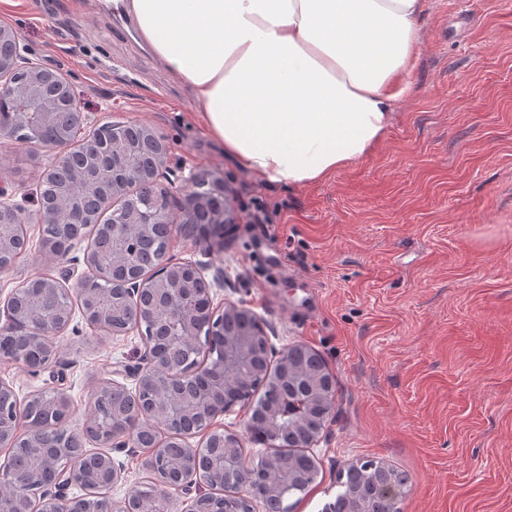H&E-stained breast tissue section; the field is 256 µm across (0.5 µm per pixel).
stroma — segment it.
I'll list each match as a JSON object with an SVG mask.
<instances>
[{
	"label": "stroma",
	"instance_id": "obj_1",
	"mask_svg": "<svg viewBox=\"0 0 512 512\" xmlns=\"http://www.w3.org/2000/svg\"><path fill=\"white\" fill-rule=\"evenodd\" d=\"M125 0H0L44 66L62 68L98 124L165 136L176 197L192 174L220 175L238 221L223 250L174 231L216 299L251 309L273 351L312 348L334 376V409L312 449L319 477L291 512H324L351 461L406 476L400 512H512V0H428L409 94L367 157L301 187L246 171L196 117L190 91L137 34ZM47 162L0 139V182L35 212ZM263 216L264 227L254 226ZM0 292L31 276L84 272V252L46 260L37 224ZM56 366L1 364L18 397L63 389L81 427L101 381L134 387L145 344L74 314Z\"/></svg>",
	"mask_w": 512,
	"mask_h": 512
}]
</instances>
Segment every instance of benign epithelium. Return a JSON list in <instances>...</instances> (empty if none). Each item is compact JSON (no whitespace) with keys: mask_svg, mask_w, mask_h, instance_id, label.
Returning a JSON list of instances; mask_svg holds the SVG:
<instances>
[{"mask_svg":"<svg viewBox=\"0 0 512 512\" xmlns=\"http://www.w3.org/2000/svg\"><path fill=\"white\" fill-rule=\"evenodd\" d=\"M29 49L20 43L19 35L10 26L0 25V95L13 101V108L0 113V130L17 131L26 121L28 102L40 105L41 124H54L59 112L76 114L77 125H91V120L78 106L76 92L69 79L59 69L44 67L29 58ZM138 128L147 136L153 150L152 180L165 168L169 146L167 140L152 127ZM128 124L93 126L83 135L61 131L55 140L37 147L49 152L47 167L39 180L36 196V217L39 224H83L87 219L85 206L92 204L98 211L112 212V244L130 247L138 236H147L156 224L174 225L169 212L170 190L160 188L164 207L131 205L114 210V200L125 195L129 183L140 176L128 159L136 145L127 141ZM222 204L194 192L181 202L183 223L189 224L198 211H207L211 218L195 237L194 243L208 248L223 247L224 225L234 223L233 198L224 185V178L209 179ZM26 217L23 206L12 201V194L0 184V226L10 227L18 218ZM9 238L0 234V270L13 267L19 254L7 251ZM81 274L74 286L50 276H43L41 289L47 300L43 312L31 315L23 293L25 283L13 288L6 298H0V338L12 341V348L0 353V360L30 365L38 357L34 372L51 367L58 361V348L53 337L70 324L74 309H79L89 327L109 335L119 336L136 330L147 348L157 337L155 327L162 329L166 351L178 350L186 358L175 363L158 352H148L136 370V404L120 409L108 403L100 415L125 423V432L115 429L94 433L90 424L84 426L83 448L66 445L68 432L57 424L67 394L54 391V397H39L33 392L19 400L10 383L0 378V447L10 453L28 450L26 466L21 469H0V512H90L88 501L69 495L73 485L111 488L122 481V470L112 459V449L133 447L138 440L133 434L143 417H170L171 405L179 411L175 418L204 413L196 433L205 437L200 446H193L182 437L181 455L169 453L168 443L154 436L145 442V468L156 477V484L165 490L193 494L185 512H253L252 499L247 495L250 475L233 467L241 442L232 434H224L215 426L217 417L233 405L225 402L231 394L237 400L253 401V388H261L270 372L252 368L253 343L267 338L264 323L245 308L225 301L214 303L211 288L198 290L189 284L201 274L200 266L192 261H166L167 269L157 275L134 272L123 283L121 292L113 295L112 304L121 307L127 324L114 325L116 314L99 307L97 298L103 295L101 285L112 281V267L103 265L97 256L86 250ZM334 378L322 371L315 386L306 390L303 404L326 407ZM270 430L266 440L274 452L265 462L274 476L272 492L288 488V474L293 472L288 455L278 450V430L273 411L264 413ZM97 450L87 449L88 445ZM46 470L57 475L55 481L41 484L35 474ZM401 483L387 479L375 487L379 503L393 502L400 494ZM95 512H152L142 496L132 490L122 500L107 496L99 500Z\"/></svg>","mask_w":512,"mask_h":512,"instance_id":"1","label":"benign epithelium"}]
</instances>
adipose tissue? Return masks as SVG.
I'll use <instances>...</instances> for the list:
<instances>
[{
    "label": "adipose tissue",
    "instance_id": "obj_1",
    "mask_svg": "<svg viewBox=\"0 0 512 512\" xmlns=\"http://www.w3.org/2000/svg\"><path fill=\"white\" fill-rule=\"evenodd\" d=\"M427 0H128L209 135L304 186L366 157L407 95Z\"/></svg>",
    "mask_w": 512,
    "mask_h": 512
}]
</instances>
